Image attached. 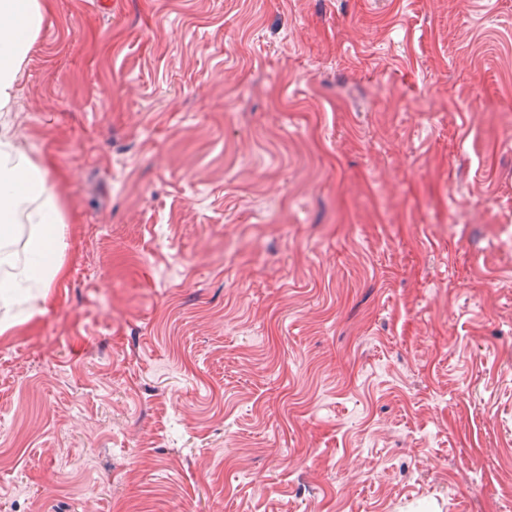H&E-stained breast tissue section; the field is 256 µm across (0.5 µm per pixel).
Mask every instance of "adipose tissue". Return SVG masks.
Masks as SVG:
<instances>
[{
	"label": "adipose tissue",
	"mask_w": 512,
	"mask_h": 512,
	"mask_svg": "<svg viewBox=\"0 0 512 512\" xmlns=\"http://www.w3.org/2000/svg\"><path fill=\"white\" fill-rule=\"evenodd\" d=\"M46 14V0H0V110H9L21 65L35 42ZM29 228L25 259L11 249L15 224ZM58 198L43 166L17 144L9 127L0 128V332L31 316L49 297L62 269Z\"/></svg>",
	"instance_id": "adipose-tissue-1"
}]
</instances>
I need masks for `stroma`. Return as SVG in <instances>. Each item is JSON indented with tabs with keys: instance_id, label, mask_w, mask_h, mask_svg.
Instances as JSON below:
<instances>
[{
	"instance_id": "35a3bbf8",
	"label": "stroma",
	"mask_w": 512,
	"mask_h": 512,
	"mask_svg": "<svg viewBox=\"0 0 512 512\" xmlns=\"http://www.w3.org/2000/svg\"><path fill=\"white\" fill-rule=\"evenodd\" d=\"M0 512H512V0H50Z\"/></svg>"
}]
</instances>
